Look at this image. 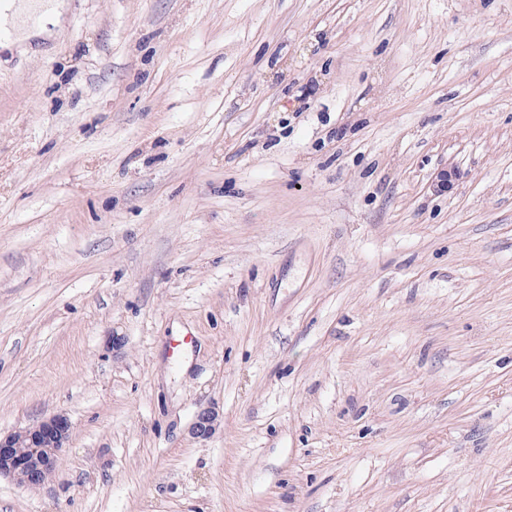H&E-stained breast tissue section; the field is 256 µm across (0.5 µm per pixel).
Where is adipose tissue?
<instances>
[{
    "mask_svg": "<svg viewBox=\"0 0 512 512\" xmlns=\"http://www.w3.org/2000/svg\"><path fill=\"white\" fill-rule=\"evenodd\" d=\"M64 0H0V29L5 38L0 47H19L49 29L58 27L63 20ZM37 15V22H30V15Z\"/></svg>",
    "mask_w": 512,
    "mask_h": 512,
    "instance_id": "ef3b65f1",
    "label": "adipose tissue"
}]
</instances>
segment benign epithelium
<instances>
[{
  "mask_svg": "<svg viewBox=\"0 0 512 512\" xmlns=\"http://www.w3.org/2000/svg\"><path fill=\"white\" fill-rule=\"evenodd\" d=\"M217 420L214 410L203 409L196 415L190 433L206 440L215 432ZM70 429L68 417L59 413L24 430L0 435V477L8 476L27 489L44 486L59 464Z\"/></svg>",
  "mask_w": 512,
  "mask_h": 512,
  "instance_id": "benign-epithelium-1",
  "label": "benign epithelium"
}]
</instances>
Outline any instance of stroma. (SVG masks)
I'll return each mask as SVG.
<instances>
[{"label": "stroma", "instance_id": "1", "mask_svg": "<svg viewBox=\"0 0 512 512\" xmlns=\"http://www.w3.org/2000/svg\"><path fill=\"white\" fill-rule=\"evenodd\" d=\"M66 3L0 52V433L72 429L0 512H512V0ZM217 420L218 414L214 410H200L190 427V433L196 439L206 440L215 432Z\"/></svg>", "mask_w": 512, "mask_h": 512}]
</instances>
